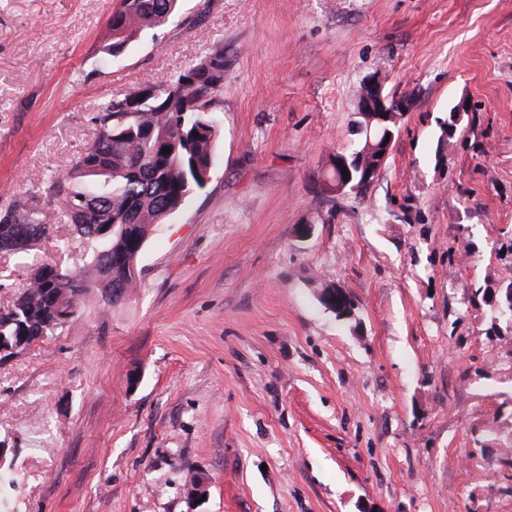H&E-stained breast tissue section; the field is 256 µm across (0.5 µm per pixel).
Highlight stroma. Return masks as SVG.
<instances>
[{
    "mask_svg": "<svg viewBox=\"0 0 512 512\" xmlns=\"http://www.w3.org/2000/svg\"><path fill=\"white\" fill-rule=\"evenodd\" d=\"M118 6L0 0V205L44 204L104 103L220 44L216 163L120 304L87 297L0 362L18 480L0 495L15 512H512V328L473 296L512 281V0H183L111 58ZM375 75L408 102L391 152L362 195L327 191ZM85 254L74 237L0 257V309L31 264ZM327 284L353 320L318 302Z\"/></svg>",
    "mask_w": 512,
    "mask_h": 512,
    "instance_id": "35a3bbf8",
    "label": "stroma"
}]
</instances>
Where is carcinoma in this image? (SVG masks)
I'll return each instance as SVG.
<instances>
[{
  "label": "carcinoma",
  "instance_id": "1",
  "mask_svg": "<svg viewBox=\"0 0 512 512\" xmlns=\"http://www.w3.org/2000/svg\"><path fill=\"white\" fill-rule=\"evenodd\" d=\"M181 0H120L109 18L110 41L100 52L117 57L142 35L166 24ZM224 81V46L186 67L177 77L150 87H134L111 99L93 117L94 143L72 167L48 186L49 204L16 199L0 210V237L24 227L32 237L0 253L28 254L53 228L66 223L93 236L88 261L70 276L35 263L29 283L11 308L0 310V336H26L39 342L63 328L79 310L48 292L68 288L79 301L97 295L104 304L120 303L138 282L136 265L155 228L178 213L188 197L205 187L200 173L213 170L218 120L214 95ZM354 151L378 164L379 150L355 133ZM168 148L170 153L162 150Z\"/></svg>",
  "mask_w": 512,
  "mask_h": 512
}]
</instances>
